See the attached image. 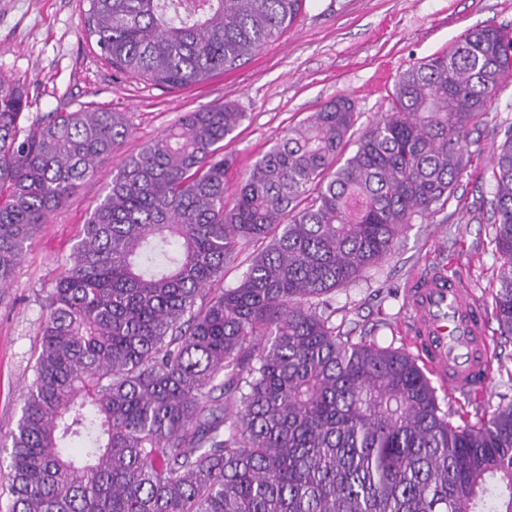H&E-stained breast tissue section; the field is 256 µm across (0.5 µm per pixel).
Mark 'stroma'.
I'll list each match as a JSON object with an SVG mask.
<instances>
[{"mask_svg":"<svg viewBox=\"0 0 512 512\" xmlns=\"http://www.w3.org/2000/svg\"><path fill=\"white\" fill-rule=\"evenodd\" d=\"M85 0H0V78L25 81L29 107L21 126L50 112L123 113L131 136L110 164L88 177L68 203L27 242L8 288L0 289V439L21 415L50 294L90 212L108 191L118 163L136 154L185 113L219 104L245 117L224 141L233 158L225 198L288 129L325 102L349 98L365 127L388 107L399 73L448 49L468 30H512V0H306L297 21L240 68L193 86L170 89L117 71L84 28ZM512 130V82L497 91L472 126V155L442 214L405 230L394 256L369 277L336 290L333 320L343 330H374L376 344L411 348L406 289L442 266L464 279L491 311L497 269L483 211L491 197V153ZM390 327L375 329L380 315ZM492 370L483 388L462 396L437 390L442 410L471 415L477 404L512 399V339L489 320Z\"/></svg>","mask_w":512,"mask_h":512,"instance_id":"stroma-1","label":"stroma"}]
</instances>
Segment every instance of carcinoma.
I'll return each mask as SVG.
<instances>
[{
    "mask_svg": "<svg viewBox=\"0 0 512 512\" xmlns=\"http://www.w3.org/2000/svg\"><path fill=\"white\" fill-rule=\"evenodd\" d=\"M117 70L170 88L238 69L305 0H86ZM512 79V37L466 33L402 71L340 161L346 97L288 129L224 200L227 104L125 159L48 299L0 473L8 512H512V400L455 425L417 359L353 340L330 295L445 210L470 127ZM0 80V287L26 242L130 134L121 112L23 130ZM493 312L512 336V134L493 149ZM248 256H243L244 251ZM236 284L217 288L230 264Z\"/></svg>",
    "mask_w": 512,
    "mask_h": 512,
    "instance_id": "obj_1",
    "label": "carcinoma"
}]
</instances>
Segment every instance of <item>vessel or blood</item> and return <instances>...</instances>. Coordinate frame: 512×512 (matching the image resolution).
Segmentation results:
<instances>
[{"instance_id": "obj_1", "label": "vessel or blood", "mask_w": 512, "mask_h": 512, "mask_svg": "<svg viewBox=\"0 0 512 512\" xmlns=\"http://www.w3.org/2000/svg\"><path fill=\"white\" fill-rule=\"evenodd\" d=\"M409 333L426 369L449 391L469 394L488 378L490 340L483 309L446 270L409 289Z\"/></svg>"}]
</instances>
